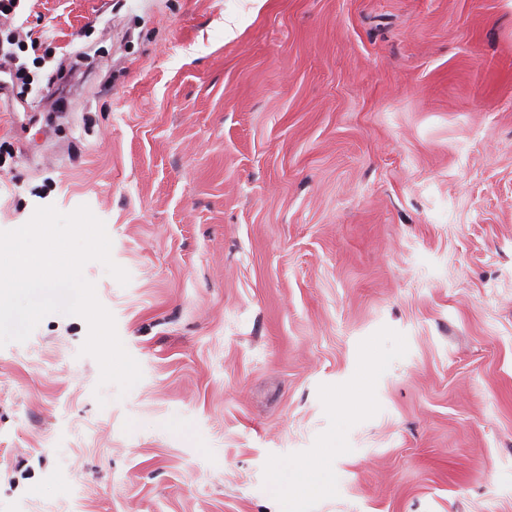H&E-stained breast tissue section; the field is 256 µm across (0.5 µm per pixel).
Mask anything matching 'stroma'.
<instances>
[{
    "label": "stroma",
    "instance_id": "35a3bbf8",
    "mask_svg": "<svg viewBox=\"0 0 512 512\" xmlns=\"http://www.w3.org/2000/svg\"><path fill=\"white\" fill-rule=\"evenodd\" d=\"M17 19L57 51L0 112V230L104 222L143 376L100 385L78 316L0 347V512H512V0ZM294 474L293 486L299 494H310L317 488L316 470L310 463L304 462L298 465L294 470Z\"/></svg>",
    "mask_w": 512,
    "mask_h": 512
}]
</instances>
